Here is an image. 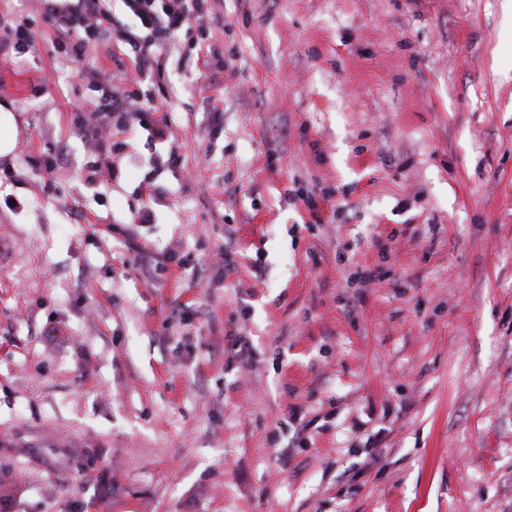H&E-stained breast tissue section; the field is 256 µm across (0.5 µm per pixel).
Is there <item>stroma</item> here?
I'll return each instance as SVG.
<instances>
[{"label":"stroma","instance_id":"stroma-1","mask_svg":"<svg viewBox=\"0 0 512 512\" xmlns=\"http://www.w3.org/2000/svg\"><path fill=\"white\" fill-rule=\"evenodd\" d=\"M503 4L213 0L102 176L127 48L0 0V512H512ZM105 124L100 122V124H80L78 127L81 135L91 143L93 149L92 152L104 156L108 152V148H110L108 137L110 136V132L108 135H104L103 129Z\"/></svg>","mask_w":512,"mask_h":512}]
</instances>
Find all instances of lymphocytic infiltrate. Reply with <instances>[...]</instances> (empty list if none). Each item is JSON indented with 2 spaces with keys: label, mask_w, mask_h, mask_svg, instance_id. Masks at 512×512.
I'll return each instance as SVG.
<instances>
[{
  "label": "lymphocytic infiltrate",
  "mask_w": 512,
  "mask_h": 512,
  "mask_svg": "<svg viewBox=\"0 0 512 512\" xmlns=\"http://www.w3.org/2000/svg\"><path fill=\"white\" fill-rule=\"evenodd\" d=\"M42 19L61 33V43L73 46L75 57H82L87 45L110 35L132 53L137 74L136 90L120 88L111 76L95 74L101 90L96 112L121 113L145 121L155 109L153 87L163 86L165 70L159 54L175 38L191 30L211 31V0H122L126 12L139 25L136 30H120L112 23L105 0H39Z\"/></svg>",
  "instance_id": "obj_1"
}]
</instances>
